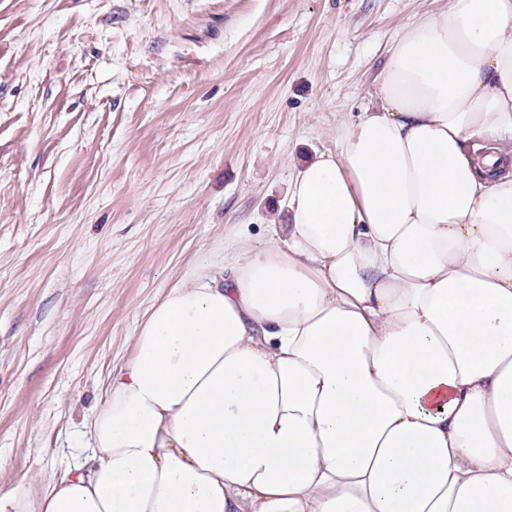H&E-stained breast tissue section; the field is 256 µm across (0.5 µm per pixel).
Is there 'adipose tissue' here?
<instances>
[{
    "label": "adipose tissue",
    "mask_w": 512,
    "mask_h": 512,
    "mask_svg": "<svg viewBox=\"0 0 512 512\" xmlns=\"http://www.w3.org/2000/svg\"><path fill=\"white\" fill-rule=\"evenodd\" d=\"M512 0L409 24L290 222L147 311L81 463L0 512H512Z\"/></svg>",
    "instance_id": "obj_1"
}]
</instances>
